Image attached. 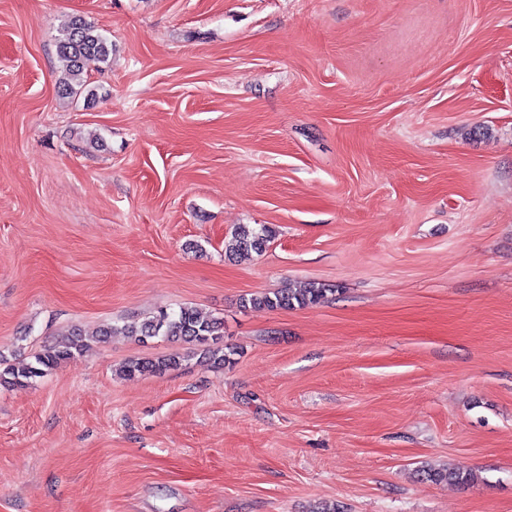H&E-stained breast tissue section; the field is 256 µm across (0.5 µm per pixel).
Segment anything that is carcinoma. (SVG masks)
<instances>
[{
    "label": "carcinoma",
    "instance_id": "carcinoma-1",
    "mask_svg": "<svg viewBox=\"0 0 512 512\" xmlns=\"http://www.w3.org/2000/svg\"><path fill=\"white\" fill-rule=\"evenodd\" d=\"M57 53L66 62L65 72L57 84L59 95L63 98L82 95L89 102L96 100L98 93L89 86L88 77L90 72L100 71L108 65L112 41L83 18L73 16L62 29ZM272 236L273 230L264 224L240 225L233 233L234 249L243 255L260 253ZM325 292L326 289L311 283L306 288H282L272 293L253 294L243 299V304L271 310L304 308L324 302ZM223 326L222 319L204 316L193 308L182 307L177 311L162 309L151 316L101 331L97 342H105L114 333L133 336L142 342L162 337L198 347L203 362L229 365L235 351L231 349L226 352L217 347ZM90 348L91 344L81 330L74 329L66 334L65 339L44 346L42 351L20 366L11 364L0 355V386L24 387L61 363L83 356ZM180 365V357L173 355L155 361L131 362L124 367V373L128 377L145 373L161 374ZM424 478L436 484L466 485L475 479V475L470 470L459 468L427 469Z\"/></svg>",
    "mask_w": 512,
    "mask_h": 512
}]
</instances>
